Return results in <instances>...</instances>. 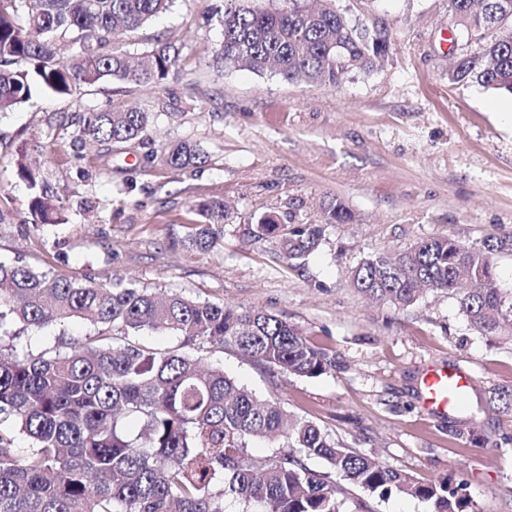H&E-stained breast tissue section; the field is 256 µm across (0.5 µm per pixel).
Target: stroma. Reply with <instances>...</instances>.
<instances>
[{"instance_id":"35a3bbf8","label":"stroma","mask_w":512,"mask_h":512,"mask_svg":"<svg viewBox=\"0 0 512 512\" xmlns=\"http://www.w3.org/2000/svg\"><path fill=\"white\" fill-rule=\"evenodd\" d=\"M348 21L383 29L386 61L340 84L289 81L216 60L221 18L232 0H174L171 9L117 42L137 57L157 39L180 45L175 74L154 85L125 81L70 97L34 96L0 115V258L54 276L122 278L287 320L335 354L336 370L281 378L239 353L201 350L207 367L313 419L333 437L384 465L428 482L449 475L473 512H512V339L473 329L456 296L422 295L399 307L368 300L351 284L363 260L452 237L469 244L512 233V94L452 84L459 50L484 36H450L448 0H333ZM133 105L155 113L142 145L77 148L86 108ZM185 140L205 163L171 171L147 153ZM43 146L62 225H36L31 191L16 173L23 149ZM224 198V241L201 251L188 238L194 202ZM340 200L354 223L328 224ZM263 215L282 224H319L321 243L305 266L289 267L274 245L247 229ZM467 367L466 405L428 413L424 369ZM430 512L427 503L352 488L346 512Z\"/></svg>"}]
</instances>
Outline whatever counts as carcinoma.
I'll return each instance as SVG.
<instances>
[{
    "instance_id": "1",
    "label": "carcinoma",
    "mask_w": 512,
    "mask_h": 512,
    "mask_svg": "<svg viewBox=\"0 0 512 512\" xmlns=\"http://www.w3.org/2000/svg\"><path fill=\"white\" fill-rule=\"evenodd\" d=\"M288 0L262 8L252 0L224 13L217 60L227 67L288 80L338 85L353 70L386 57L388 38L352 25L335 6ZM172 0H0V113L33 94L72 96L83 86L155 83L174 70L180 50L158 43L141 61L113 42L166 13ZM451 23L466 35L512 27V0H448ZM477 82L512 93V31L460 52L448 82ZM154 114L93 108L79 117L76 140L112 152L142 144ZM22 152L17 174L32 190L36 224L67 221L42 176L40 156ZM173 171L204 159L176 142L147 155ZM201 216L190 243L218 246L228 217L224 200L195 203ZM327 224H348L340 202ZM275 242L279 257L300 267L322 237L318 224H280L263 215L249 228ZM512 236L469 245L432 238L396 254L368 258L353 270L365 296L408 307L425 289L458 296L460 310L483 334L502 331L504 289L496 256ZM76 320L83 336L60 349L19 356L14 341L54 322ZM145 331L180 338L184 351H155L136 340ZM208 345L234 349L271 374L315 378L336 358L277 316L188 297L157 294L121 280L80 282L0 259V512H224L232 496L241 512H344L347 486L371 495L393 492L429 504L431 512H471L469 496L449 476L429 483L382 465L334 439L314 421L260 399L221 368L204 370L191 354ZM29 441L25 456L14 442ZM260 440L273 450L253 451ZM319 459L313 470L307 461Z\"/></svg>"
}]
</instances>
